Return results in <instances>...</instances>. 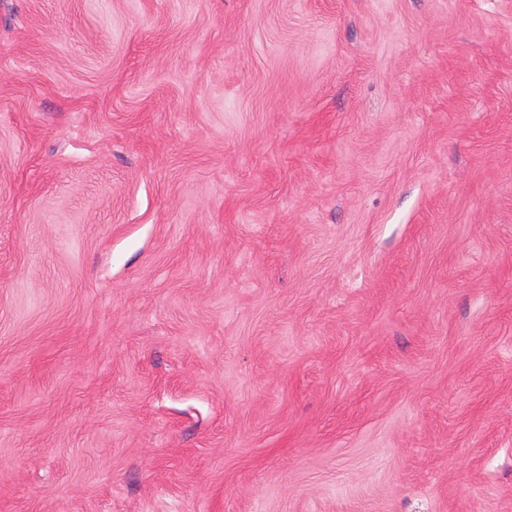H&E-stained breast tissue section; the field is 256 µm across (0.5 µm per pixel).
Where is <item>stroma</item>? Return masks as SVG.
<instances>
[{"instance_id": "obj_1", "label": "stroma", "mask_w": 512, "mask_h": 512, "mask_svg": "<svg viewBox=\"0 0 512 512\" xmlns=\"http://www.w3.org/2000/svg\"><path fill=\"white\" fill-rule=\"evenodd\" d=\"M0 512H512V0H0Z\"/></svg>"}]
</instances>
